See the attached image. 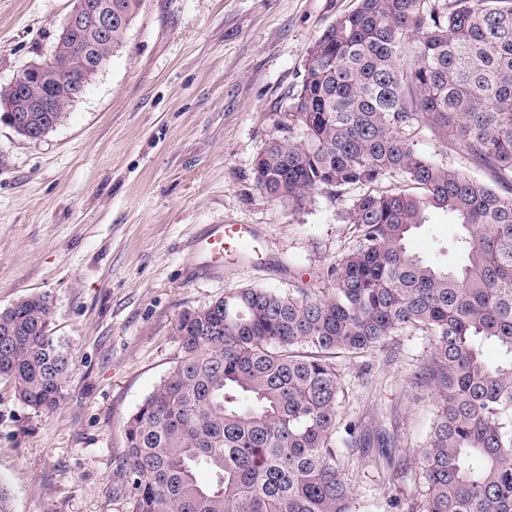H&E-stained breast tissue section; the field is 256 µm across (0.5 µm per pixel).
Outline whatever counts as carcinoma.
Here are the masks:
<instances>
[{
	"mask_svg": "<svg viewBox=\"0 0 512 512\" xmlns=\"http://www.w3.org/2000/svg\"><path fill=\"white\" fill-rule=\"evenodd\" d=\"M109 1L108 33L78 30L56 45L64 75L28 81L55 106L29 113L34 129L60 124L123 44L142 0H93ZM287 109L257 184L297 207L316 191L359 190L345 210L356 245L328 269L327 297L239 288L178 319L181 356L126 424L128 512H356L331 357L412 332L432 348L419 378L437 412L423 446L408 462L394 435L361 422L343 444L389 481L414 468L425 491L411 512H512V0H359L308 49ZM424 131L508 193L420 153ZM431 207L460 227L447 246L455 265L408 249ZM52 321L46 294L0 310V378L44 414L74 368ZM199 468L215 482L199 485Z\"/></svg>",
	"mask_w": 512,
	"mask_h": 512,
	"instance_id": "cac0c4a2",
	"label": "carcinoma"
}]
</instances>
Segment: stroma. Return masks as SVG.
Here are the masks:
<instances>
[{"label":"stroma","instance_id":"35a3bbf8","mask_svg":"<svg viewBox=\"0 0 512 512\" xmlns=\"http://www.w3.org/2000/svg\"><path fill=\"white\" fill-rule=\"evenodd\" d=\"M356 0H143L61 124L31 142L0 120V309L48 295L55 336L75 366L57 410L23 405L0 379V492L12 512H128L129 417L179 356V317L243 287L331 288L328 268L354 246L347 203L319 192L271 199L254 165L300 84L307 51ZM74 0H0V89L48 61ZM418 150L491 182L458 150L422 133ZM215 224H248L258 252L213 267L199 243ZM455 227L431 212L409 245L433 259ZM427 337H391L337 354V427L382 424L413 458L435 413L414 376ZM359 512L416 501L414 474L388 482L342 449Z\"/></svg>","mask_w":512,"mask_h":512}]
</instances>
